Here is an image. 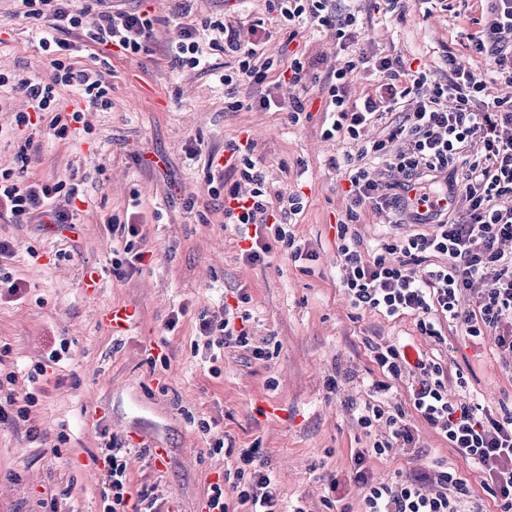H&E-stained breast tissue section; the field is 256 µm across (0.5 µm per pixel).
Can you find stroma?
Listing matches in <instances>:
<instances>
[{
	"instance_id": "obj_1",
	"label": "stroma",
	"mask_w": 512,
	"mask_h": 512,
	"mask_svg": "<svg viewBox=\"0 0 512 512\" xmlns=\"http://www.w3.org/2000/svg\"><path fill=\"white\" fill-rule=\"evenodd\" d=\"M359 23L346 48L332 31L285 20L277 0H72L87 9V24L101 14L148 13L154 33L148 52L124 54L116 46H90L80 33L69 40L76 68L99 73L107 107L85 110L77 92L62 88L60 111H82L84 128L66 138L51 135L48 113L33 109L16 84L48 78L51 68L40 45L44 20L27 17L17 0H0V169L19 182H56L77 176L85 202L69 207L65 224H16L0 217V238L13 246L7 266L28 285L24 300L0 298V344L10 347L0 371L14 372L16 399L31 391L38 401L26 422L0 421V512H102V448L109 440L128 461L130 497L153 489L154 512H208L212 484L234 470L241 449L259 445L284 502L305 512H362L364 489L354 479V453L385 433L377 424L365 433L357 413L383 375L368 341L408 344L461 372L480 402L512 403V372L500 363L494 336L473 341L458 333L444 343L421 335L413 317L387 319L352 307L342 287L336 224L350 206L346 158L357 148L342 137L324 138L326 76L347 57L366 53L397 57L446 80L447 52L466 55L470 34L483 20L480 0H335ZM262 21V51L273 62L264 79L230 86L220 74L235 72L238 59L205 31L207 22L230 23L242 43ZM200 32L204 67L179 66L169 52L180 28ZM316 60L301 83L285 72L293 59ZM306 98L311 118L288 122L282 110H265L270 97L285 104ZM28 113L19 125L15 115ZM248 144L268 182L301 192L304 210L291 231L308 246L309 260L295 262L273 243L264 264L242 257L246 243L226 223L224 199L209 193V177L222 170L229 144ZM353 225L364 257L382 238L408 233L396 214L365 207ZM141 227L136 246L145 257L136 267L113 273L112 252L125 240L115 227ZM99 274L85 287V270ZM248 302H239V294ZM112 304L131 306V330L115 334L99 321ZM247 313L256 343L278 348L269 360L225 349L212 362L195 350L200 314L224 306ZM176 326H169L171 316ZM67 340L70 356L47 368L39 387L28 371L53 345ZM404 407L413 436L409 448L367 458L376 480L406 478L452 466L475 492L484 474L455 457L435 429L409 407L405 382L385 397ZM211 425L202 433L200 420ZM38 439H30L28 428ZM223 440L221 452L212 441ZM164 448L162 470L149 461Z\"/></svg>"
}]
</instances>
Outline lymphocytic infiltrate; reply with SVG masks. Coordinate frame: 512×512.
Returning a JSON list of instances; mask_svg holds the SVG:
<instances>
[{"label": "lymphocytic infiltrate", "instance_id": "lymphocytic-infiltrate-1", "mask_svg": "<svg viewBox=\"0 0 512 512\" xmlns=\"http://www.w3.org/2000/svg\"><path fill=\"white\" fill-rule=\"evenodd\" d=\"M70 2L21 0L27 16L47 21L40 44L53 72L49 80L25 79L19 87L40 111L51 113L50 127L59 138L66 136L70 123L82 119L78 110L69 116L58 112L59 88H75L95 108L102 106L106 94L91 73L70 63L69 33L82 31L88 43L113 44L133 55L143 50L153 32V20L145 13L106 14L95 28H84L82 12L71 9ZM488 2L484 26L469 37L471 49L512 84V0ZM281 12L292 21L310 17L334 30L340 40L350 37L358 22L354 13L333 10L331 0H282ZM447 61V80L432 84L426 73L380 59L383 90L360 101L350 100L348 85L365 57L345 61L328 77L324 112L329 124L323 135H340L360 145L357 156L347 160L353 209L337 226L336 248L345 267L343 288L355 308L388 318L413 317L422 335L438 340L447 325L473 340L495 332L501 363L512 370V254L500 248L501 242L512 241V99H488L485 83L474 77L465 58L451 53ZM407 98L412 106L401 108V100ZM379 121L385 124L384 137L363 140L365 128ZM230 151L241 155L240 178L252 186L246 196L234 184L224 190L225 217L256 227L247 262L264 263L275 241L288 247L293 259H303L305 251L285 222L303 211L301 195L272 191L263 170L240 145H231ZM369 157L384 162L392 183L372 177L365 164ZM412 183L423 186L422 200L445 198L448 206L428 215L419 213L416 202L402 193ZM62 194L71 201L83 199L79 179L24 185L14 180L11 170H0V212L14 223L36 217L67 223V216L52 205ZM453 202L466 209L467 222L452 218ZM367 205L405 214L418 229L383 240L375 256L364 258L359 234L349 224L357 220L358 208ZM272 212L275 222H264V215ZM198 330L207 338L206 350L236 347L259 360L269 356L265 347L253 343L248 329L236 328L230 318H200ZM369 351L385 377L408 379L409 403L417 415L460 459L484 470L483 488L497 512H512V407L495 412L473 393L449 395L447 367L411 355L408 347L373 344ZM404 417V412L387 411L376 402L365 403L359 413L361 428L371 429L380 421L388 428L369 452L354 456L355 479L366 488L364 512H484L467 480L451 466L392 482L368 476L363 467L366 455L380 457L398 444H412ZM104 460V512H127L125 457L113 446ZM236 473L249 477L238 496L250 512H305L300 506L283 510L258 449L242 450Z\"/></svg>", "mask_w": 512, "mask_h": 512}]
</instances>
